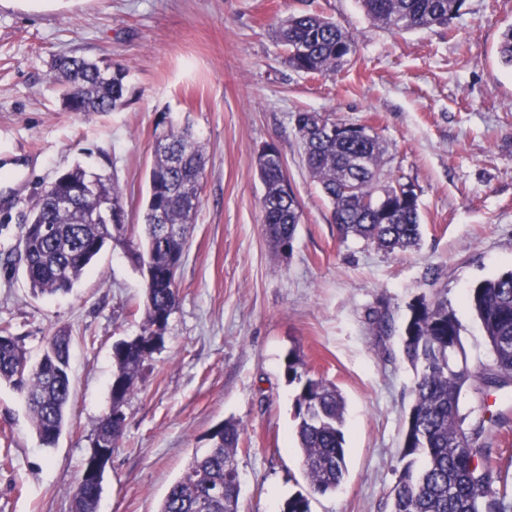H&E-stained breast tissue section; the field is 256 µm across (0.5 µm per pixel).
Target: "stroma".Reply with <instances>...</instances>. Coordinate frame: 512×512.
I'll return each instance as SVG.
<instances>
[{
	"mask_svg": "<svg viewBox=\"0 0 512 512\" xmlns=\"http://www.w3.org/2000/svg\"><path fill=\"white\" fill-rule=\"evenodd\" d=\"M319 14L350 32L341 71L288 66L281 20ZM512 0H464L448 26L396 36L359 0H0V326L31 359L48 336L71 337L72 401L55 448L41 446L23 396L0 384V512H72L82 464L110 406L114 345L140 334L145 281L125 243L105 248L73 291L33 296L19 242L44 188L73 164L112 176L125 222L140 224L146 172L163 123L191 126L207 163L201 203L178 270L180 301L163 346L143 365L103 476L100 512H157L221 423L240 425L239 512H283L308 484L298 451L297 354L345 399L348 475L312 512H390L414 400L400 350L408 306L445 288L461 358L493 354L466 301L512 270V69L496 48ZM78 56L127 70L123 108L63 111L52 62ZM321 112L367 126L387 146L384 170L414 186L422 238L388 253L343 240L305 166L296 116ZM276 145L302 221L288 254L263 226L257 156ZM388 314L384 334L374 313Z\"/></svg>",
	"mask_w": 512,
	"mask_h": 512,
	"instance_id": "1",
	"label": "stroma"
}]
</instances>
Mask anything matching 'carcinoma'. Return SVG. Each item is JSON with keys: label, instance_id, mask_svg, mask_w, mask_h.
<instances>
[{"label": "carcinoma", "instance_id": "cac0c4a2", "mask_svg": "<svg viewBox=\"0 0 512 512\" xmlns=\"http://www.w3.org/2000/svg\"><path fill=\"white\" fill-rule=\"evenodd\" d=\"M464 0H360L374 23L395 34L446 27ZM277 41L292 68L306 74H330L348 62L355 41L335 21L316 14L290 16L279 23ZM503 66L512 69V26L498 47ZM54 82L69 112H115L125 104L127 71L112 72L76 56L55 61ZM330 118L300 112L296 127L310 177L331 206V221L344 237L363 239L393 252L418 244L422 224L417 199H390V207L372 205L377 190L395 193L399 180L387 178V148L375 135L330 137ZM205 155L202 144L187 130H170L156 141L148 173L144 204V237L133 244L131 256L162 277L146 283L143 332L116 343V371L110 386L112 411L100 420L94 448H115L124 427L113 421V409L123 407L136 391L139 372L164 343L161 321L169 320L179 300L178 282L163 277L173 261H182L187 233L194 223ZM265 186L263 224L272 248L287 252L300 223V204L285 172L280 150L258 162ZM68 183L85 188L71 206H58L46 189L33 209L20 246L27 256L26 279L36 294L69 293L106 245L114 239L104 204L124 208V191L109 177L92 175L75 165L66 170ZM468 302L475 311L493 353V363L469 368L456 358L460 329L448 299L437 291L410 305L402 332L403 353L414 367V404L401 447L403 465L389 492L390 512H512L507 485L495 489L486 445L485 420H472L460 407L463 388L477 395L509 386L512 377V271L485 279L472 288ZM70 336H50L40 361L30 363L9 329L0 328V384L23 393L41 444L55 447L71 398L68 373ZM290 353L285 363L288 381L300 385L296 399L298 445L311 490H335L347 473L345 402L335 386L301 370ZM239 425L226 421L211 436L212 446L194 456L185 473L168 489L158 512H238L240 485L226 472L237 463ZM102 485L79 484L73 512H99Z\"/></svg>", "mask_w": 512, "mask_h": 512}]
</instances>
